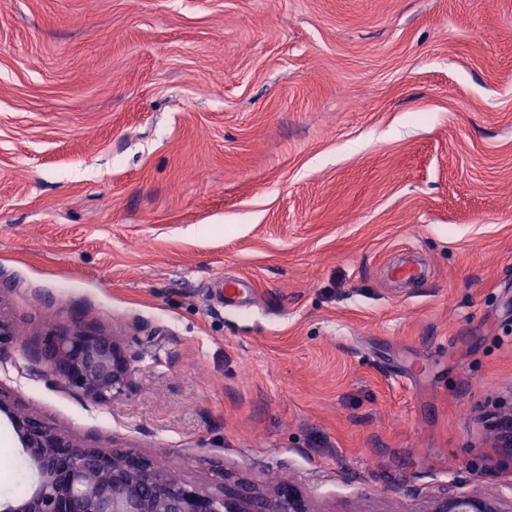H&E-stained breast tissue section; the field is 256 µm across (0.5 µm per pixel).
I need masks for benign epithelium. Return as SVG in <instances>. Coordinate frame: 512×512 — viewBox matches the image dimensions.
Instances as JSON below:
<instances>
[{"instance_id": "1", "label": "benign epithelium", "mask_w": 512, "mask_h": 512, "mask_svg": "<svg viewBox=\"0 0 512 512\" xmlns=\"http://www.w3.org/2000/svg\"><path fill=\"white\" fill-rule=\"evenodd\" d=\"M16 336L0 313V353ZM51 376L82 399L108 405L130 387L132 360L122 344L81 327L54 330L45 350ZM0 417L10 425L32 473L29 492L0 499V512H312L295 480L264 491L243 478L224 477L212 487L162 470L133 452L82 444L0 389ZM492 447L512 461V402L487 425ZM425 512H505L501 500L478 492L446 493Z\"/></svg>"}]
</instances>
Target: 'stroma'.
<instances>
[{
  "label": "stroma",
  "mask_w": 512,
  "mask_h": 512,
  "mask_svg": "<svg viewBox=\"0 0 512 512\" xmlns=\"http://www.w3.org/2000/svg\"><path fill=\"white\" fill-rule=\"evenodd\" d=\"M1 280L0 389L81 443L313 512L512 502V0H0ZM62 325L128 348L112 405L31 375ZM20 459L0 422V496ZM488 438L493 448H498L503 457L512 461V398L501 404L487 425ZM502 508L501 500L478 492L445 493L435 498L425 512H511Z\"/></svg>",
  "instance_id": "1"
}]
</instances>
